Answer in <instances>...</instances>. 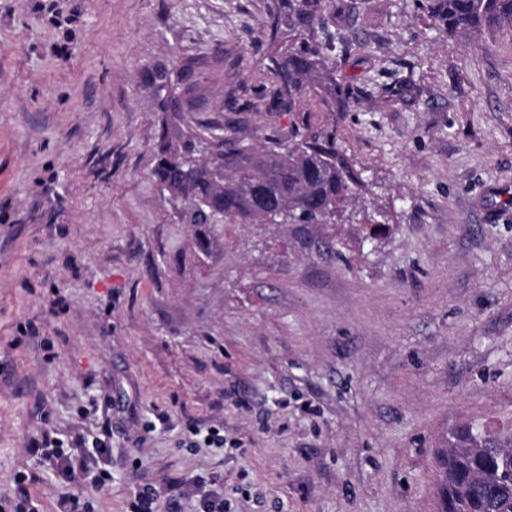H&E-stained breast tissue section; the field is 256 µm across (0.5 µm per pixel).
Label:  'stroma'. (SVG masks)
I'll return each instance as SVG.
<instances>
[{"mask_svg":"<svg viewBox=\"0 0 512 512\" xmlns=\"http://www.w3.org/2000/svg\"><path fill=\"white\" fill-rule=\"evenodd\" d=\"M273 0H0V499L80 512H436V450L512 427V33L331 0L347 112H316L388 211L196 235L153 175L157 103L275 147ZM29 323L35 336H19ZM87 472L31 455L43 431ZM218 431L222 447L201 434ZM112 453L99 455L95 442ZM111 477L104 486L92 478Z\"/></svg>","mask_w":512,"mask_h":512,"instance_id":"35a3bbf8","label":"stroma"}]
</instances>
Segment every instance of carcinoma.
Segmentation results:
<instances>
[{
  "label": "carcinoma",
  "mask_w": 512,
  "mask_h": 512,
  "mask_svg": "<svg viewBox=\"0 0 512 512\" xmlns=\"http://www.w3.org/2000/svg\"><path fill=\"white\" fill-rule=\"evenodd\" d=\"M270 31L288 29V48L271 59L261 87L273 106L310 113L347 108L336 80L324 85L319 73L331 72L336 37L327 0H274ZM435 26L448 35L502 28L512 32V0H417ZM159 101L164 114L154 174L193 227L210 223L212 213L230 224H332L355 206L370 224H386L388 212L359 203L364 187L336 143V132L308 123L295 129L288 145L255 148L228 142L208 127L196 138H181L176 126L193 106L192 89L169 81ZM452 442L440 460L438 512H512V428L492 430L470 422L449 432Z\"/></svg>",
  "instance_id": "1"
}]
</instances>
